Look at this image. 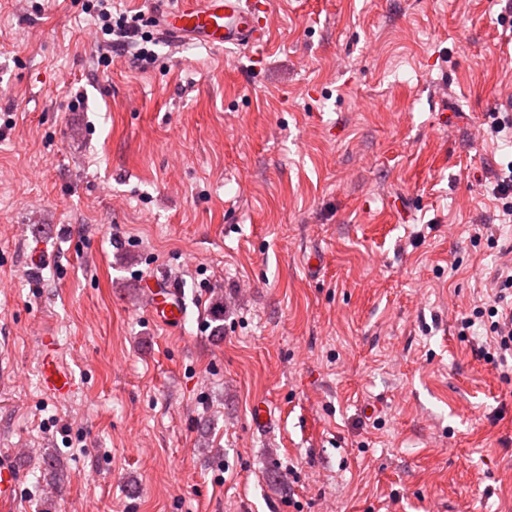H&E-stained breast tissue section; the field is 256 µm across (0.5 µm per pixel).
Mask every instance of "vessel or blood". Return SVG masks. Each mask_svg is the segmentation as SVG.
<instances>
[{
  "label": "vessel or blood",
  "instance_id": "b4317fda",
  "mask_svg": "<svg viewBox=\"0 0 512 512\" xmlns=\"http://www.w3.org/2000/svg\"><path fill=\"white\" fill-rule=\"evenodd\" d=\"M267 11V0H179L177 9L155 16L154 26L161 36L178 43L191 42L213 48L255 47L268 41ZM142 286L149 314L155 321L170 327L183 322L186 309L176 288L154 276L145 277ZM40 349L42 391L55 399L74 393L78 382L59 360L56 337H41ZM21 479L13 456H1L0 512H10Z\"/></svg>",
  "mask_w": 512,
  "mask_h": 512
}]
</instances>
